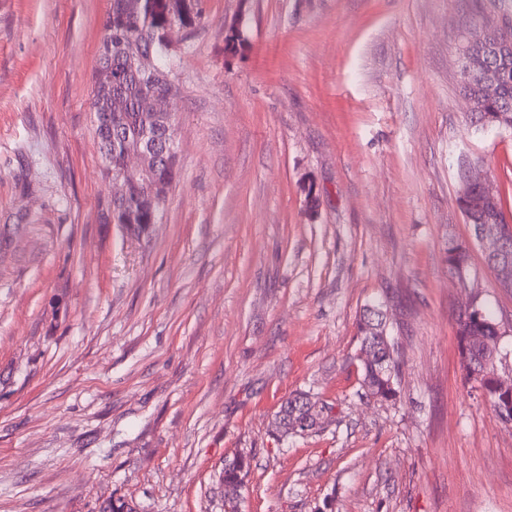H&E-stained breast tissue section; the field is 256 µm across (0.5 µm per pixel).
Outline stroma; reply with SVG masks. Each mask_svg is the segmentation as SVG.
<instances>
[{
	"label": "stroma",
	"instance_id": "35a3bbf8",
	"mask_svg": "<svg viewBox=\"0 0 512 512\" xmlns=\"http://www.w3.org/2000/svg\"><path fill=\"white\" fill-rule=\"evenodd\" d=\"M109 7L0 0V512H224L239 453L240 512H512V423L456 339L474 296L512 322L458 205L462 162L512 185V135L475 130L460 78L503 0H199L171 37L177 177L141 236L100 221ZM373 301L393 401L361 386ZM300 390L323 422L281 436ZM224 462V511L239 512L241 491L250 472V458L237 454Z\"/></svg>",
	"mask_w": 512,
	"mask_h": 512
}]
</instances>
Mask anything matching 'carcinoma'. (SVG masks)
Segmentation results:
<instances>
[{"instance_id":"cac0c4a2","label":"carcinoma","mask_w":512,"mask_h":512,"mask_svg":"<svg viewBox=\"0 0 512 512\" xmlns=\"http://www.w3.org/2000/svg\"><path fill=\"white\" fill-rule=\"evenodd\" d=\"M509 30L504 32L505 41L499 43V51L487 50L470 43L462 49L461 79L464 93L474 99L476 111L474 123L479 129H496L512 134V13L505 12ZM200 18L197 3L186 0H111L109 12L103 22L102 53L112 51V77L115 82L109 90L95 89L90 101L95 132L101 154L109 157L112 166L105 172L117 171L125 149L133 147L144 133L145 117L141 101L147 96L167 94L175 88L170 79V47L163 40V32L172 20L187 27ZM140 54H151L157 60L158 69L145 72L135 64ZM488 65L500 70L501 87L498 96L487 100L483 97L481 71ZM112 113V127L105 123L106 113ZM170 138L164 127L150 131V150L155 165L160 168V178L165 180L159 188L142 179L129 181L122 196L112 200L106 210L104 223L134 224L133 232L144 234L147 225L156 224L161 218L162 205L171 182L168 165L176 164V157L166 152ZM459 206L470 226L487 221L478 209V202H461ZM469 251L465 247L448 243V266L455 272L468 268ZM499 320L484 305L474 315L461 313L456 319L458 352L467 376L478 384L482 395L493 411L500 414L507 406L508 393L497 381L484 374L490 357L496 362L508 355L504 347L492 353L486 339L497 335ZM382 307L378 303L364 306L358 322L359 354L362 363V387L365 394L376 399L394 400L397 397L399 363L395 343L391 337H382ZM316 401L306 392H296L282 402L278 415L283 435L305 433L320 426L318 413L312 411ZM250 458L237 454L224 463V512H239L241 491L250 472Z\"/></svg>"}]
</instances>
